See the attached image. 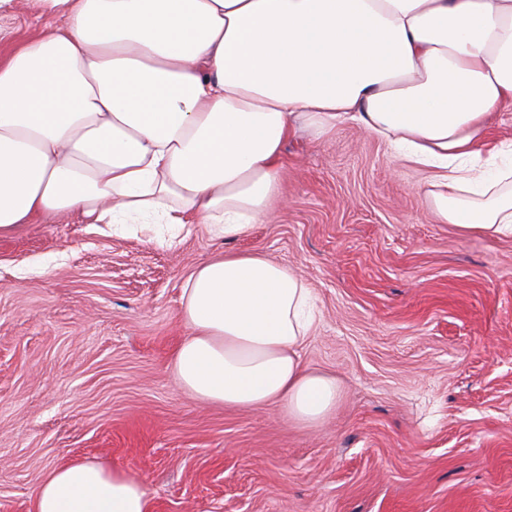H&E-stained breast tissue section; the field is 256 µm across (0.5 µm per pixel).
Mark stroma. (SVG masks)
<instances>
[{"mask_svg": "<svg viewBox=\"0 0 512 512\" xmlns=\"http://www.w3.org/2000/svg\"><path fill=\"white\" fill-rule=\"evenodd\" d=\"M413 168L350 123L289 139L248 238L174 249L106 225L0 238V512L99 461L152 512H512V237L460 236ZM264 253L315 297L305 364L336 375L314 428L208 407L171 361L179 297L224 249Z\"/></svg>", "mask_w": 512, "mask_h": 512, "instance_id": "stroma-1", "label": "stroma"}]
</instances>
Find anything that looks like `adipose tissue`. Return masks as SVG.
<instances>
[{"label":"adipose tissue","instance_id":"obj_1","mask_svg":"<svg viewBox=\"0 0 512 512\" xmlns=\"http://www.w3.org/2000/svg\"><path fill=\"white\" fill-rule=\"evenodd\" d=\"M52 25L0 57V237L63 217L173 249L247 237L280 197L283 149L353 123L423 175L436 214L512 237V0H0ZM312 290L267 255L226 251L181 286L172 360L197 401L331 416L307 367ZM35 512H151L95 461L51 469ZM505 140H512V107L509 106L487 117L484 150Z\"/></svg>","mask_w":512,"mask_h":512}]
</instances>
